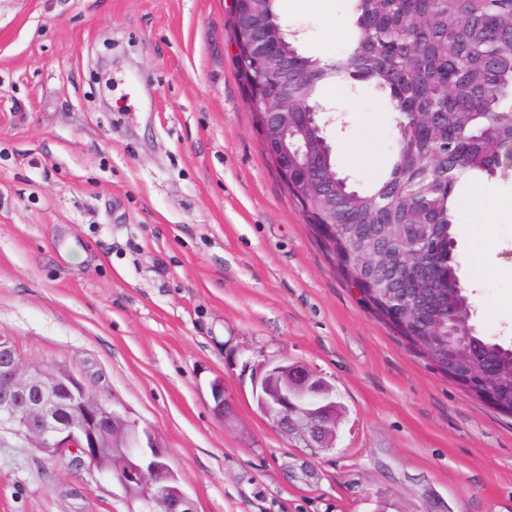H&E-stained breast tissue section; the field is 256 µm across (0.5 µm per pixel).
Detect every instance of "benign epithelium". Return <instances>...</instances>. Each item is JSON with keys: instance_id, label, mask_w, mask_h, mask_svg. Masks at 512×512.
<instances>
[{"instance_id": "7a95c632", "label": "benign epithelium", "mask_w": 512, "mask_h": 512, "mask_svg": "<svg viewBox=\"0 0 512 512\" xmlns=\"http://www.w3.org/2000/svg\"><path fill=\"white\" fill-rule=\"evenodd\" d=\"M233 0L238 43L236 59L250 63L251 84L266 85L268 63L263 50L266 31ZM248 101L256 117L267 156L288 181V147L280 129L264 121L267 112L288 122V95L253 91ZM492 375L464 378L459 387L491 404ZM213 411L226 418L229 406L224 379L212 383ZM253 396L262 414L283 434L294 433L309 448H331L336 441L337 404L332 389L308 367L286 359L257 365ZM6 428L48 454L70 452L107 472L125 495L141 502L144 512H196L191 497L173 485L175 474L155 435L95 394L86 380L66 367L25 364L12 339L0 335V430Z\"/></svg>"}]
</instances>
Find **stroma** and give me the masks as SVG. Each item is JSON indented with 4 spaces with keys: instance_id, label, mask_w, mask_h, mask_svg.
Wrapping results in <instances>:
<instances>
[{
    "instance_id": "obj_1",
    "label": "stroma",
    "mask_w": 512,
    "mask_h": 512,
    "mask_svg": "<svg viewBox=\"0 0 512 512\" xmlns=\"http://www.w3.org/2000/svg\"><path fill=\"white\" fill-rule=\"evenodd\" d=\"M230 0H0V335L83 373L155 434L197 512H512V415L475 400L359 300L265 153ZM303 55L345 57L350 0H276ZM339 171L384 179L387 96L326 84ZM460 185L459 277L512 345V181ZM333 388L336 442L260 412L257 364ZM223 379L228 420L212 412ZM111 475L0 431V512H140Z\"/></svg>"
}]
</instances>
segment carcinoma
I'll use <instances>...</instances> for the list:
<instances>
[{
	"label": "carcinoma",
	"instance_id": "1",
	"mask_svg": "<svg viewBox=\"0 0 512 512\" xmlns=\"http://www.w3.org/2000/svg\"><path fill=\"white\" fill-rule=\"evenodd\" d=\"M275 0L249 5L276 28ZM354 47L343 63L325 65L299 53L289 38L274 45L288 58V134L302 148L288 191L311 184L305 211L310 226L341 225L336 246L324 244L346 280L371 283L403 313L421 308L455 332L440 343L410 346L431 362L452 359L474 373L491 366L502 401L512 404V347L478 334L457 256L437 274L408 287L400 271L436 243L456 251L463 182L512 178L499 157L512 145V0H353ZM328 80L364 81L387 94L396 121L408 126L414 147L398 148L389 176L368 188L353 186L332 158L316 95Z\"/></svg>",
	"mask_w": 512,
	"mask_h": 512
}]
</instances>
